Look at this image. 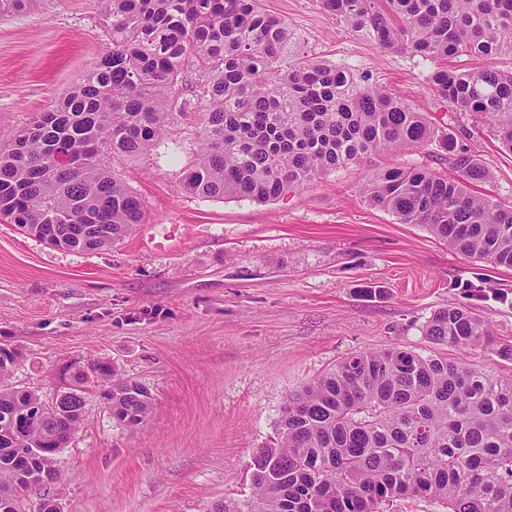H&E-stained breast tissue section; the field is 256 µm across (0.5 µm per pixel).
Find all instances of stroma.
Wrapping results in <instances>:
<instances>
[{
	"label": "stroma",
	"instance_id": "1",
	"mask_svg": "<svg viewBox=\"0 0 512 512\" xmlns=\"http://www.w3.org/2000/svg\"><path fill=\"white\" fill-rule=\"evenodd\" d=\"M263 5L305 54L392 90L464 138L492 172L479 193L512 202V153L490 121L437 104L436 62L381 49L316 0ZM107 47L97 0H32L0 14V141L49 109ZM201 132L199 115L189 116L172 138L116 168L165 250L143 247L136 229L104 250L68 251L0 221V346L17 354L9 386L50 401L76 369L104 360L152 402L141 424L126 427L88 386L83 423L50 490L59 512L240 505L287 396L343 357L439 352L424 326L448 306H470L512 338V269L466 257L363 195L377 168L441 169L432 148L374 156L259 203L184 190ZM471 283L489 290L471 295Z\"/></svg>",
	"mask_w": 512,
	"mask_h": 512
}]
</instances>
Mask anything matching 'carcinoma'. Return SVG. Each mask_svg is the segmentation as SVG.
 I'll list each match as a JSON object with an SVG mask.
<instances>
[{"instance_id": "1", "label": "carcinoma", "mask_w": 512, "mask_h": 512, "mask_svg": "<svg viewBox=\"0 0 512 512\" xmlns=\"http://www.w3.org/2000/svg\"><path fill=\"white\" fill-rule=\"evenodd\" d=\"M336 23L430 60L512 55V0H316ZM109 49L50 109L0 142V218L71 251L108 248L143 223L140 198L114 164L176 131L190 112L203 132L184 187L208 198L267 202L374 154L435 145L455 175L427 166L373 172L365 198L401 224H423L450 248L512 268V203L473 187L489 170L453 133L391 90L296 46L262 0H98ZM452 112L489 119L512 153V68L440 67L430 78ZM432 343L483 347L512 361V341L465 306L435 311ZM0 346V512H21L55 483L59 442L83 422L86 390L9 388ZM112 418L132 427L151 402L112 365L88 366ZM45 450L34 470L18 460ZM251 496L236 512H383L427 498L444 512H512V376L448 357L388 348L350 354L290 394L272 444L253 455Z\"/></svg>"}]
</instances>
